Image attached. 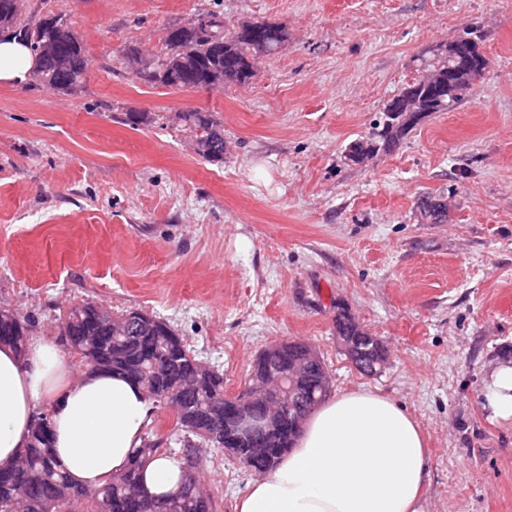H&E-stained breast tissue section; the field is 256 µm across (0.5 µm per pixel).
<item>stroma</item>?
<instances>
[{"label":"stroma","mask_w":512,"mask_h":512,"mask_svg":"<svg viewBox=\"0 0 512 512\" xmlns=\"http://www.w3.org/2000/svg\"><path fill=\"white\" fill-rule=\"evenodd\" d=\"M208 11L287 40L245 85L141 81L133 52L163 55L167 27ZM49 14L90 68L71 92L0 83V308L49 341L84 302L146 311L230 394L270 343H307L332 392L379 391L418 421L430 512H512V420L485 399L512 364V0H24L29 24ZM466 28L488 60L466 97L349 161L422 56ZM193 109L220 122L223 159L195 152L177 119ZM423 195L445 223H420ZM340 305L381 339L378 375L343 353ZM255 478L216 451L200 470L222 512Z\"/></svg>","instance_id":"35a3bbf8"}]
</instances>
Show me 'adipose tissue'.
Here are the masks:
<instances>
[{"label": "adipose tissue", "instance_id": "1", "mask_svg": "<svg viewBox=\"0 0 512 512\" xmlns=\"http://www.w3.org/2000/svg\"><path fill=\"white\" fill-rule=\"evenodd\" d=\"M36 68L30 48L0 35V82L21 85ZM50 401L53 449L74 482L97 487L128 465L153 414L143 390L126 379L85 370L72 377L55 344L40 339L18 354L0 344V469L27 443L39 402ZM182 478L171 457L143 472L153 496ZM429 455L415 418L393 399L345 390L309 414L295 448L253 481L235 512H429Z\"/></svg>", "mask_w": 512, "mask_h": 512}]
</instances>
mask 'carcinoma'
<instances>
[{"instance_id":"carcinoma-1","label":"carcinoma","mask_w":512,"mask_h":512,"mask_svg":"<svg viewBox=\"0 0 512 512\" xmlns=\"http://www.w3.org/2000/svg\"><path fill=\"white\" fill-rule=\"evenodd\" d=\"M206 16L210 24L201 27L198 34L178 32L165 41L167 53L157 60H146L141 78L180 90L224 83L244 85L253 76V61L274 54L288 36L283 28L269 27L261 21L247 24L235 34H226L223 17L215 12ZM0 26L12 30L35 54V74L44 85L68 91L72 84L84 81L89 58L66 19L51 16L32 27L21 19L20 0H0ZM48 43L54 44L55 50L45 51ZM60 54L68 60L65 69L58 66ZM485 70L483 65L450 85L448 57H424L420 75L408 87L426 99L429 111L449 112ZM177 118L203 149L201 157L223 159L224 135L212 114L188 110L178 113ZM419 124L420 120L389 112L384 106L371 136L352 141L349 151L389 153ZM415 209L427 224H442L447 217L446 205L431 196L419 198ZM63 324L70 332L66 349L78 355L85 365L128 378L154 402L160 398L173 400V413L183 431L214 449H237L235 459L255 469L272 470L277 466L294 447L310 400L325 393L322 379L326 368L322 362L312 369L308 381L294 384L286 380L289 365L308 354L309 345L292 341L282 351L261 350L242 395H249L256 386L275 392L278 382L288 387V407L271 442L257 455L252 449L261 444L239 436L234 427L230 416L233 403L224 391V375L215 370H195V356L164 321L138 310L114 315L94 302H86L72 308ZM336 332L357 337V347L365 355H376L374 337L362 332L342 306L336 313ZM0 341L25 353L31 342L30 318L15 313L10 321H0ZM165 452L167 449L160 447V442L142 439L127 468L90 494L58 464L50 437L39 436L33 430L17 464L0 470V512H218L211 493L202 489L186 495L185 479L174 494L162 500L145 491L143 470L155 456Z\"/></svg>"}]
</instances>
